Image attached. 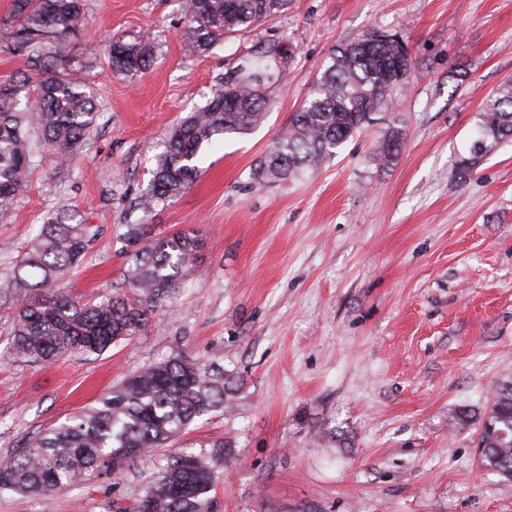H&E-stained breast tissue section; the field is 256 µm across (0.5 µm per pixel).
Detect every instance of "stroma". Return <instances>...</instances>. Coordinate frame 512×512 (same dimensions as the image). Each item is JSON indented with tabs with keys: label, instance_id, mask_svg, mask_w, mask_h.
Masks as SVG:
<instances>
[{
	"label": "stroma",
	"instance_id": "stroma-1",
	"mask_svg": "<svg viewBox=\"0 0 512 512\" xmlns=\"http://www.w3.org/2000/svg\"><path fill=\"white\" fill-rule=\"evenodd\" d=\"M75 71L98 117L70 165L34 160L0 220V273L59 208L96 236L64 291L100 301L127 268L116 225L195 230L197 270L149 326L98 355L8 360L0 298V461L93 406L140 368L182 354L224 369V408L114 477L51 497L0 491V512H117L169 455L206 459L210 512H512V481L477 456L481 418L512 383V141L458 179L477 111L512 78V0H288L209 52L181 36V0H84ZM379 30L410 68L388 111L315 173L288 184L251 168L284 130L335 46ZM153 38L150 66L113 74L112 39ZM275 50L263 121L208 147L201 174L151 214L129 210L170 127L203 107L239 57ZM467 73L449 80L452 68ZM399 128L394 165L376 153ZM464 414L465 424L451 418Z\"/></svg>",
	"mask_w": 512,
	"mask_h": 512
}]
</instances>
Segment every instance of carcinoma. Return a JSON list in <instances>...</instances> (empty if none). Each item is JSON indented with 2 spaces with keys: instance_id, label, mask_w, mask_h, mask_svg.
I'll list each match as a JSON object with an SVG mask.
<instances>
[{
  "instance_id": "cac0c4a2",
  "label": "carcinoma",
  "mask_w": 512,
  "mask_h": 512,
  "mask_svg": "<svg viewBox=\"0 0 512 512\" xmlns=\"http://www.w3.org/2000/svg\"><path fill=\"white\" fill-rule=\"evenodd\" d=\"M288 0H182L184 39L200 52L260 23ZM85 23L83 0H13L0 20V50L20 56L32 73L0 82V213L27 184L39 148L66 164L97 120L93 95L73 77L88 62L74 52ZM112 71L129 75L149 65L146 40H112ZM268 67L248 59L198 111L173 126L155 158L148 187L130 207L148 215L180 197L200 176L205 147L227 134L245 135L264 118L262 91ZM409 57L395 35L373 30L328 55L320 77L282 136L252 170L258 182L294 181L319 169L371 115L388 110L394 88L406 78ZM36 115L37 132L28 117ZM460 178L476 172L489 150L512 140V79L481 104ZM405 143L392 128L377 152L395 163ZM118 239L130 262L123 286L94 303L69 296L60 285L80 266L94 236L76 212L55 213L28 242L11 271L0 276V297L16 300L9 357L46 364L61 355L101 354L135 335L152 313L184 286L204 247L198 232L155 233L149 224H123ZM224 409V371L175 356L131 374L96 405L30 437L14 457L0 462V489L47 497L89 474L110 477L128 461L162 445L195 419ZM482 464L512 480V386L501 384L486 409L478 437ZM214 474L198 456L177 452L132 512H209Z\"/></svg>"
}]
</instances>
